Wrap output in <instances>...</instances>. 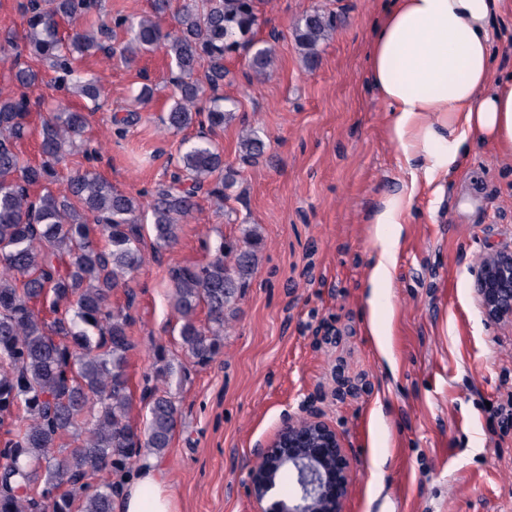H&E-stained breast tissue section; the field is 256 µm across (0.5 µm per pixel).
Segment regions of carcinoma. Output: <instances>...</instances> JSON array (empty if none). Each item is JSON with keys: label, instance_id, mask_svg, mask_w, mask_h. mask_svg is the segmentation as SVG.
I'll return each mask as SVG.
<instances>
[{"label": "carcinoma", "instance_id": "carcinoma-1", "mask_svg": "<svg viewBox=\"0 0 512 512\" xmlns=\"http://www.w3.org/2000/svg\"><path fill=\"white\" fill-rule=\"evenodd\" d=\"M174 0H153L138 19L118 16L110 28L86 30L77 21L101 7V0H27L23 28L0 38V62L11 64L17 91L0 93V425L9 422L0 466V512H112L123 471L143 454H165L179 411L172 394L154 382L181 373L163 357L144 376L140 402L144 426L129 421L133 395L126 374L130 314L109 302L127 288L144 261L146 234L154 254L177 244L181 224L204 193L218 201L237 170L224 164L213 136L234 118L221 94L224 56L242 49L246 67L266 75L274 48L256 39L264 24L260 0H180L176 26L162 15ZM336 20L318 10L303 15L293 36L306 63L319 62L320 45L335 32ZM127 35L120 60L129 65L145 53L163 51L174 61L175 99L163 122L180 132H198L182 141L177 171L151 192L149 212L94 170L69 171L87 117L65 99L56 102L39 130L41 162L19 151L28 135L32 106L41 103L39 72L19 63L26 56L55 74L57 88L93 102L104 97L100 82L86 79L80 60L112 53L107 42ZM208 63L204 77L197 67ZM266 143L255 128L243 129L240 159L263 155ZM261 238L248 227L236 240L223 239L204 265L169 269L172 307L181 345L196 364L208 363L221 346L224 322L236 313L258 264ZM207 310L209 326L197 323ZM75 447L59 458L54 449ZM45 471L44 486H31V467ZM97 479L96 484L87 479ZM63 486L68 490L61 493Z\"/></svg>", "mask_w": 512, "mask_h": 512}]
</instances>
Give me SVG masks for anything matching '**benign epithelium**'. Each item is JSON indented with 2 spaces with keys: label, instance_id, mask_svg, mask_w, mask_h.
<instances>
[{
  "label": "benign epithelium",
  "instance_id": "1",
  "mask_svg": "<svg viewBox=\"0 0 512 512\" xmlns=\"http://www.w3.org/2000/svg\"><path fill=\"white\" fill-rule=\"evenodd\" d=\"M471 288L488 321L512 325V248L488 253ZM254 456L248 481L254 512H343L352 482L345 445L315 406L303 420L284 417ZM285 471L293 490L283 498L277 487Z\"/></svg>",
  "mask_w": 512,
  "mask_h": 512
}]
</instances>
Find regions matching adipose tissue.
Here are the masks:
<instances>
[{
  "instance_id": "adipose-tissue-1",
  "label": "adipose tissue",
  "mask_w": 512,
  "mask_h": 512,
  "mask_svg": "<svg viewBox=\"0 0 512 512\" xmlns=\"http://www.w3.org/2000/svg\"><path fill=\"white\" fill-rule=\"evenodd\" d=\"M512 0H389L375 21L367 76L390 114L389 134L406 161L427 163L423 190L441 195L474 144L512 159V78L492 76L491 21ZM410 198L388 197L375 214L376 252L367 286L388 284L396 267ZM116 512H178L157 461L142 462L121 485Z\"/></svg>"
}]
</instances>
